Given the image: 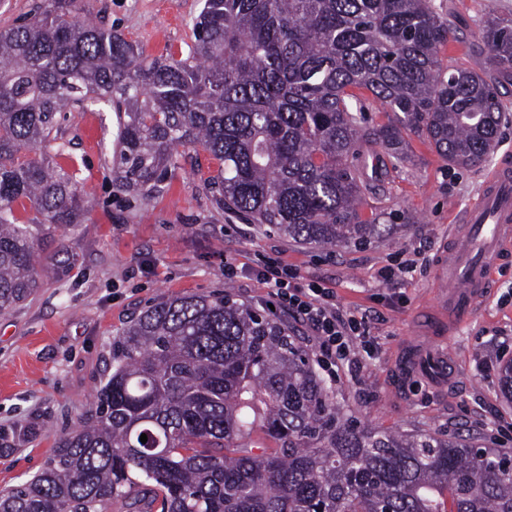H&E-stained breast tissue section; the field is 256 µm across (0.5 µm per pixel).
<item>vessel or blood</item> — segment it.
<instances>
[{
  "label": "vessel or blood",
  "mask_w": 512,
  "mask_h": 512,
  "mask_svg": "<svg viewBox=\"0 0 512 512\" xmlns=\"http://www.w3.org/2000/svg\"><path fill=\"white\" fill-rule=\"evenodd\" d=\"M512 253V163L485 177L478 201L465 211L448 259L435 272L448 285V304L457 321L468 320L492 286L496 262Z\"/></svg>",
  "instance_id": "b4317fda"
}]
</instances>
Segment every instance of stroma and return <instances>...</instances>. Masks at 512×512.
Here are the masks:
<instances>
[{"label":"stroma","instance_id":"35a3bbf8","mask_svg":"<svg viewBox=\"0 0 512 512\" xmlns=\"http://www.w3.org/2000/svg\"><path fill=\"white\" fill-rule=\"evenodd\" d=\"M462 33L443 59L485 68L481 41L488 12L512 17V0H431ZM203 0H76L80 17L136 43L155 58L186 52ZM497 144L476 167L448 165L417 136L406 161L381 179L383 223L394 236L331 250L294 242L268 225L246 224L221 210L208 185L220 167L203 151L185 150L160 195L139 200L116 179V112L83 104L61 118L43 150L75 169L89 193L81 223L39 238L40 288L0 315V428L28 427V441L0 457V490L37 473L62 434L75 431L111 370L109 345L136 315L185 295H217L225 285L242 302L273 307L272 289L255 275L264 257L334 289L344 315L365 317L374 358L353 357L331 384L358 424L448 434L463 427L488 447L512 451V401L500 373L512 360V256L503 258L487 300L452 329L434 288L437 264L458 216L479 198L483 176L512 159V86L502 91ZM241 274L225 281V264Z\"/></svg>","mask_w":512,"mask_h":512}]
</instances>
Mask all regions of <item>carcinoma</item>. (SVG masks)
I'll return each mask as SVG.
<instances>
[{
    "mask_svg": "<svg viewBox=\"0 0 512 512\" xmlns=\"http://www.w3.org/2000/svg\"><path fill=\"white\" fill-rule=\"evenodd\" d=\"M73 3L0 29V313L40 287L39 236L84 215L75 172L18 157L76 105L123 114L128 190L162 192L179 148L202 150L224 164L209 179L218 207L328 248L397 229L363 215L380 191L368 146L395 169L413 132L475 167L496 143L499 84H512V20L483 21L491 82L444 62L450 29L429 0H204L187 56L151 60ZM360 90L392 113L387 124L365 126ZM27 436L0 428V453ZM479 441L358 427L286 321L231 292L181 296L112 340V373L80 429L0 492V512H512L507 454L478 455Z\"/></svg>",
    "mask_w": 512,
    "mask_h": 512,
    "instance_id": "1",
    "label": "carcinoma"
}]
</instances>
